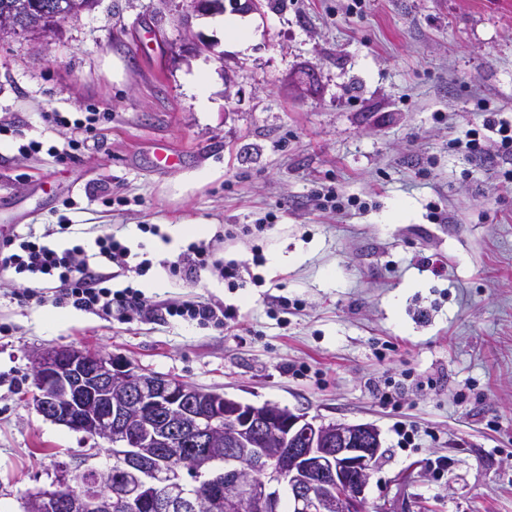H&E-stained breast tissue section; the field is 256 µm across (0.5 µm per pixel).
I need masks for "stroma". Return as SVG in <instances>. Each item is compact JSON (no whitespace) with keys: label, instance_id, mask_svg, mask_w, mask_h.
<instances>
[{"label":"stroma","instance_id":"obj_1","mask_svg":"<svg viewBox=\"0 0 512 512\" xmlns=\"http://www.w3.org/2000/svg\"><path fill=\"white\" fill-rule=\"evenodd\" d=\"M185 8L98 0L54 37L0 42V117L11 122L0 200L14 206L15 231L89 250L114 234L154 266L117 274L113 289L238 311L221 329L76 309L55 326L53 301L25 300L29 281L0 269V512H23L26 492L94 445L33 406L31 358L58 347L372 424L385 454L369 505L512 512V154L491 142L470 158L450 145L485 117L512 120V0H263L243 17L242 46L218 15ZM48 112L99 120L67 129ZM33 139L44 151L20 154ZM71 140L75 150L48 154ZM161 145L182 163L155 165ZM329 186L367 209H319ZM266 217L272 229L257 230ZM183 219L210 237L251 225L216 251L247 261L244 287L165 269L189 243L172 235ZM401 427L417 429L414 447L400 446Z\"/></svg>","mask_w":512,"mask_h":512}]
</instances>
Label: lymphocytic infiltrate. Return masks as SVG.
<instances>
[{"label":"lymphocytic infiltrate","instance_id":"lymphocytic-infiltrate-1","mask_svg":"<svg viewBox=\"0 0 512 512\" xmlns=\"http://www.w3.org/2000/svg\"><path fill=\"white\" fill-rule=\"evenodd\" d=\"M223 234H216L209 241L190 243L170 262L171 272H179L188 278L197 277L208 268H216L230 287L243 286L242 264L215 259V245L223 241ZM7 247V255L0 257V268L14 270L42 281L40 289H31L27 299L44 303L53 299L55 304H69L79 310L94 311L106 316L121 317L136 313L144 319L179 317L201 326H223L235 320L237 311L202 302L173 303L159 301L146 304L139 290L125 287L112 290L111 267L135 276H145L152 267L150 259H136L130 248L109 234L98 236L95 252L89 253L81 246L58 249L33 235H12L0 242Z\"/></svg>","mask_w":512,"mask_h":512}]
</instances>
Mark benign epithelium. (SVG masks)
I'll return each mask as SVG.
<instances>
[{
	"label": "benign epithelium",
	"instance_id": "7a95c632",
	"mask_svg": "<svg viewBox=\"0 0 512 512\" xmlns=\"http://www.w3.org/2000/svg\"><path fill=\"white\" fill-rule=\"evenodd\" d=\"M91 9V0H47L35 28L5 12L0 39L49 38L60 20ZM31 377L36 411L107 443L122 477L114 483L106 473L93 491L63 479L27 494V512H112L115 502L125 512H206L220 498L234 512H280L285 497L293 512H366L365 490L382 456L371 424L245 403L78 347L37 353ZM273 439L282 445L275 454ZM188 476L204 479L203 487Z\"/></svg>",
	"mask_w": 512,
	"mask_h": 512
}]
</instances>
